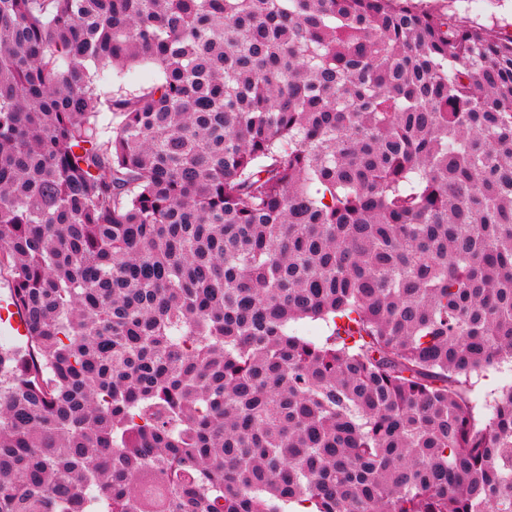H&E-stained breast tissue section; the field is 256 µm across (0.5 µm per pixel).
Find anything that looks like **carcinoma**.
<instances>
[{
  "mask_svg": "<svg viewBox=\"0 0 512 512\" xmlns=\"http://www.w3.org/2000/svg\"><path fill=\"white\" fill-rule=\"evenodd\" d=\"M0 279V512H512V35L0 0ZM511 372L512 371L504 369L502 372L490 371L487 377L480 378L474 376L472 379L475 385L474 393L479 402L484 404L490 403L492 399L491 393H493L495 389L512 384L510 380Z\"/></svg>",
  "mask_w": 512,
  "mask_h": 512,
  "instance_id": "obj_1",
  "label": "carcinoma"
}]
</instances>
